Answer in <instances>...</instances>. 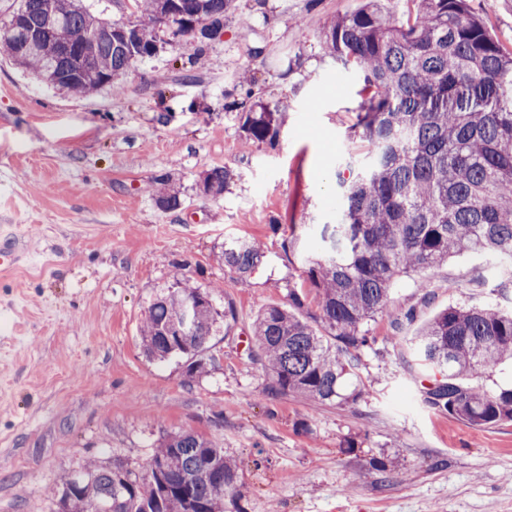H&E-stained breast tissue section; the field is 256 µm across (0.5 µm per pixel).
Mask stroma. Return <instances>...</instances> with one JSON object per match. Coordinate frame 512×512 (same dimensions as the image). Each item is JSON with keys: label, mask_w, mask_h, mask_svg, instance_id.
Instances as JSON below:
<instances>
[{"label": "stroma", "mask_w": 512, "mask_h": 512, "mask_svg": "<svg viewBox=\"0 0 512 512\" xmlns=\"http://www.w3.org/2000/svg\"><path fill=\"white\" fill-rule=\"evenodd\" d=\"M363 4L235 0L202 53L172 42L88 96L0 55V231L27 246L0 271V512H55L63 476L115 458L143 469L183 430L235 460L224 512H512V421L475 427L431 407L412 343L448 306L512 309V259L465 253L398 277L359 352L357 403L272 393L248 357L258 313L309 287L337 171L369 161L353 129L362 77L323 33ZM468 7L512 51V0ZM248 80L287 108L275 142L244 139ZM215 166L230 178L213 198L198 184ZM164 178L178 209L157 202ZM236 240L261 252L243 277L217 260ZM178 281L225 315L191 378L140 339L149 304ZM411 308L415 324L392 325Z\"/></svg>", "instance_id": "stroma-1"}]
</instances>
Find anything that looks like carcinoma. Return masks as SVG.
<instances>
[{
	"instance_id": "1",
	"label": "carcinoma",
	"mask_w": 512,
	"mask_h": 512,
	"mask_svg": "<svg viewBox=\"0 0 512 512\" xmlns=\"http://www.w3.org/2000/svg\"><path fill=\"white\" fill-rule=\"evenodd\" d=\"M134 2L137 39L126 43L83 0H16L21 23L0 36V49L39 83L89 94L183 35L181 21L161 23L166 14L204 23L205 38L188 36L202 52L221 34L232 0ZM85 34L94 35L88 56L65 51L70 37ZM324 44L331 58L363 76L366 95L354 128L373 159L352 177L336 173L339 217L321 231V254L306 259L317 314L303 318L305 301L295 291L290 308L264 309L254 323V359L276 394L354 403L360 393H345V382L356 374L358 351L375 341L368 322L387 313L399 274L432 270L466 252L512 256V53L469 14L467 0H418L399 25L368 3L330 19ZM242 107L245 139L275 141L284 108L270 107L251 88ZM228 179L226 169L213 167L201 190L218 197ZM158 203L179 208L178 190L162 184ZM260 258L247 241L218 255L239 275ZM191 300L192 326L181 333ZM220 317L210 292L178 283L151 302L143 350L158 360L184 356L187 372L197 373ZM413 345L423 365L442 375L426 392L430 406L474 426L512 420V388L488 393L461 383L512 358V311L450 305L422 325ZM237 478L224 449L186 430L161 439L144 474L112 462L68 475L56 489L58 512H224V493Z\"/></svg>"
}]
</instances>
